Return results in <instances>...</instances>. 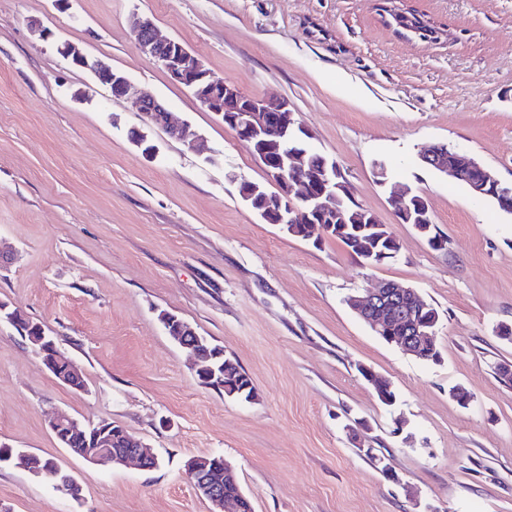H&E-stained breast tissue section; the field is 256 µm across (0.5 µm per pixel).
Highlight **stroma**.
Segmentation results:
<instances>
[{
  "label": "stroma",
  "mask_w": 512,
  "mask_h": 512,
  "mask_svg": "<svg viewBox=\"0 0 512 512\" xmlns=\"http://www.w3.org/2000/svg\"><path fill=\"white\" fill-rule=\"evenodd\" d=\"M402 2L445 36L396 33L379 0H0V300L86 381L61 383L0 322V443L19 452L0 464V512H211L184 470L201 455L231 464L254 512H512V388L495 375L512 361L497 334L512 325V215L418 160L442 142L512 184V0ZM135 14L243 92L288 99L397 256L369 266L339 240L264 223L238 192L265 182L262 163L140 48ZM64 41L123 71L129 98L65 60ZM143 90L206 153L147 125L132 101ZM394 185L425 197L443 248L399 221ZM384 281L438 309V361L385 343L346 305ZM163 310L222 347L256 400L202 387ZM364 367L391 383L393 406ZM60 410L125 427L158 466L74 456L48 425ZM29 455L54 458L79 498L33 473Z\"/></svg>",
  "instance_id": "obj_1"
}]
</instances>
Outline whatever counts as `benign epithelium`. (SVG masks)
<instances>
[{
	"label": "benign epithelium",
	"mask_w": 512,
	"mask_h": 512,
	"mask_svg": "<svg viewBox=\"0 0 512 512\" xmlns=\"http://www.w3.org/2000/svg\"><path fill=\"white\" fill-rule=\"evenodd\" d=\"M131 26L140 47L163 67L171 81L190 89L200 105L220 116L239 139L249 144L273 142L278 145V157L266 168L267 184L248 181L242 191L246 201L261 194L269 203L276 205L272 216L263 209H256L260 218L268 224H303L307 236L314 228L321 235H326L330 227L314 223L311 216L336 214V201L341 194L348 195L350 191L338 164L324 160L316 167L307 162L306 153L288 148V139L294 137L300 128L288 101L243 93L236 85L206 68L182 42L160 37L154 24L146 18L134 16ZM58 50L73 65L90 71L99 82L109 85L116 96L128 95L130 81L122 71L89 56L72 42L60 43ZM134 107L148 118L151 125L163 129L188 149L197 153L205 150L202 135L188 124L174 123L165 104L152 93H140L134 100ZM419 159L431 169L460 183H467V189L477 198L495 197L512 201V184L502 183L493 170L463 151L434 143L420 150ZM389 203L396 216L403 218L412 217V208H417L415 217L422 224L419 231H427L430 217L424 197L397 192L390 196ZM347 304L377 336L396 344L405 353L419 358L436 349L435 326L439 316L435 313L430 317L423 316L428 305L416 289L386 281L372 291L350 296ZM159 318L166 329H174L172 337L181 348L198 361L197 380L209 384L211 389L224 388V369L228 368L221 361L224 350L209 347L208 341L201 338L190 324L171 313L162 312ZM2 320L16 325H31V320L1 300ZM32 348L60 382L77 388L74 377L81 372L71 360L68 361L69 372L57 370L58 353L52 337L43 334L32 339ZM49 426L66 448L71 447L74 440H81L83 448L80 454L89 462L112 466L134 463L147 470L159 464L158 457L140 438L128 436L126 428L112 422L86 426L61 411L53 415ZM124 442L129 443V447H116V444ZM221 464L231 469L221 456L193 457L187 461L185 470L194 489L213 506L212 512H236L239 503L224 498V490L213 483L208 474V466Z\"/></svg>",
	"instance_id": "benign-epithelium-1"
}]
</instances>
